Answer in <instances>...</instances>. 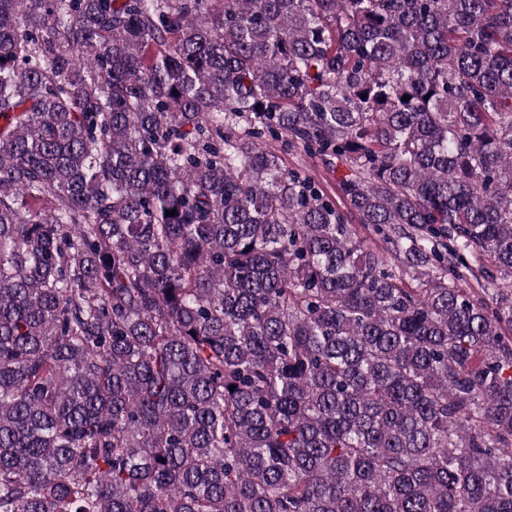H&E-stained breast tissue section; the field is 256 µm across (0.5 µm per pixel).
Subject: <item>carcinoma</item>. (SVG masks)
I'll return each mask as SVG.
<instances>
[{"label": "carcinoma", "mask_w": 512, "mask_h": 512, "mask_svg": "<svg viewBox=\"0 0 512 512\" xmlns=\"http://www.w3.org/2000/svg\"><path fill=\"white\" fill-rule=\"evenodd\" d=\"M511 278L512 0H0V512H512ZM270 146L275 148L283 158L287 167L297 168L319 180L328 190H331L329 175L323 170L321 163L314 157L304 153L301 149L288 146V138L280 137L270 141Z\"/></svg>", "instance_id": "carcinoma-1"}]
</instances>
